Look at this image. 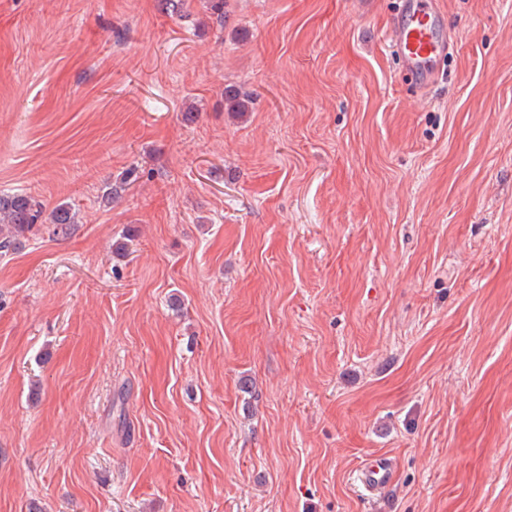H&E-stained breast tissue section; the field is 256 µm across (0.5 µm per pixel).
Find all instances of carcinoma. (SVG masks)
<instances>
[{
    "mask_svg": "<svg viewBox=\"0 0 512 512\" xmlns=\"http://www.w3.org/2000/svg\"><path fill=\"white\" fill-rule=\"evenodd\" d=\"M46 218L54 225V232L67 233L77 223V217L67 206H59L43 216L41 204L32 196L16 193L0 195V256L21 246V237Z\"/></svg>",
    "mask_w": 512,
    "mask_h": 512,
    "instance_id": "obj_1",
    "label": "carcinoma"
}]
</instances>
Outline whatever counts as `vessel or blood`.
<instances>
[{"label":"vessel or blood","mask_w":512,"mask_h":512,"mask_svg":"<svg viewBox=\"0 0 512 512\" xmlns=\"http://www.w3.org/2000/svg\"><path fill=\"white\" fill-rule=\"evenodd\" d=\"M390 46L403 72L419 87L428 88L449 49L445 14L438 0H401L390 32ZM393 481L392 461L377 455L357 469L353 485L364 500L371 501Z\"/></svg>","instance_id":"1"}]
</instances>
